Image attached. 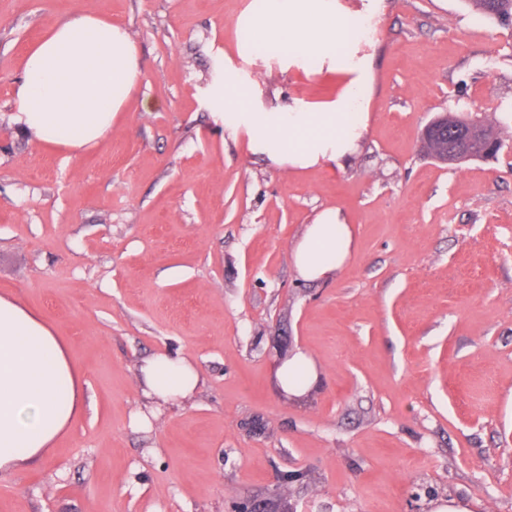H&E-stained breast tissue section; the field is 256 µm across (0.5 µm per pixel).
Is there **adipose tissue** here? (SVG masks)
Segmentation results:
<instances>
[{
    "mask_svg": "<svg viewBox=\"0 0 512 512\" xmlns=\"http://www.w3.org/2000/svg\"><path fill=\"white\" fill-rule=\"evenodd\" d=\"M382 0H364L350 12L340 0H261L239 23L256 32L251 57L268 45L284 50L287 63L314 57L349 74L335 101L285 112H254L248 94L226 79L231 102L224 126L245 130L251 145L281 168L338 165L364 139L370 114L368 60L336 54L342 32L365 33ZM11 122L56 152L76 156L95 147L135 100L143 71L135 43L122 24L97 14H79L50 25L20 61ZM355 246L341 210L318 213L292 251L302 279L336 276ZM144 396L155 406L177 404L195 393L201 376L182 354H156L139 367ZM84 389L76 365L53 328L18 299L0 297V471L40 459L80 411Z\"/></svg>",
    "mask_w": 512,
    "mask_h": 512,
    "instance_id": "adipose-tissue-1",
    "label": "adipose tissue"
}]
</instances>
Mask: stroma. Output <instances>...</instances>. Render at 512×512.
<instances>
[{
  "mask_svg": "<svg viewBox=\"0 0 512 512\" xmlns=\"http://www.w3.org/2000/svg\"><path fill=\"white\" fill-rule=\"evenodd\" d=\"M255 2L0 0V294L53 325L86 389L52 448L0 472V512H512V27L462 0H383L359 45L361 149L296 172L225 129V72L259 112L334 101L346 76L240 56ZM81 13L129 28L144 78L111 137L68 159L9 117L27 47ZM449 112L493 125L496 157L425 155ZM328 207L356 245L308 283L292 249ZM297 351L319 381L294 400L276 368ZM158 352L202 382L137 429Z\"/></svg>",
  "mask_w": 512,
  "mask_h": 512,
  "instance_id": "obj_1",
  "label": "stroma"
}]
</instances>
